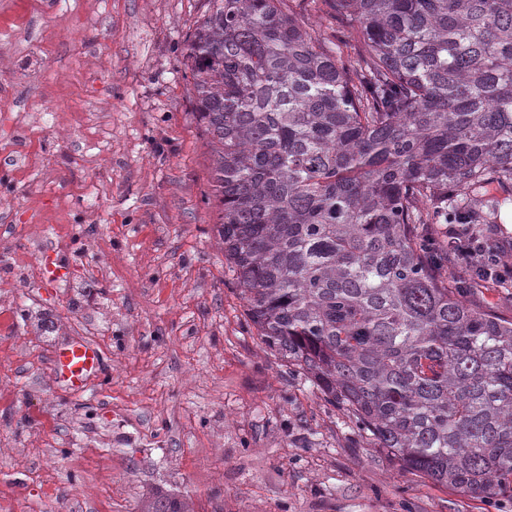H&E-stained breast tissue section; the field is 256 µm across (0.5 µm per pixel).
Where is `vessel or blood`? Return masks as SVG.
<instances>
[{"label": "vessel or blood", "mask_w": 512, "mask_h": 512, "mask_svg": "<svg viewBox=\"0 0 512 512\" xmlns=\"http://www.w3.org/2000/svg\"><path fill=\"white\" fill-rule=\"evenodd\" d=\"M42 265L44 277L49 282H63L69 274L68 260L58 254L43 256ZM51 369L55 383L73 393L83 392L92 380L104 378L106 375L103 352L94 343L80 338L72 339L54 349Z\"/></svg>", "instance_id": "1"}]
</instances>
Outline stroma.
<instances>
[{"instance_id":"1","label":"stroma","mask_w":512,"mask_h":512,"mask_svg":"<svg viewBox=\"0 0 512 512\" xmlns=\"http://www.w3.org/2000/svg\"><path fill=\"white\" fill-rule=\"evenodd\" d=\"M26 2L0 0V253L38 231L72 269L0 312V512H512L355 442L247 324L184 59L208 0ZM97 308L108 375L74 394L49 356ZM141 512H194L178 496L156 492L147 498Z\"/></svg>"}]
</instances>
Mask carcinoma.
I'll return each instance as SVG.
<instances>
[{
	"instance_id": "cac0c4a2",
	"label": "carcinoma",
	"mask_w": 512,
	"mask_h": 512,
	"mask_svg": "<svg viewBox=\"0 0 512 512\" xmlns=\"http://www.w3.org/2000/svg\"><path fill=\"white\" fill-rule=\"evenodd\" d=\"M209 2L185 59L247 320L404 470L512 498V311L429 229L489 226L506 263L512 0H318L328 33L287 0ZM485 286H489V288H477L485 306L500 309L512 308V288H510V284L507 288H500L497 283H493L492 286L491 282L485 284Z\"/></svg>"
}]
</instances>
